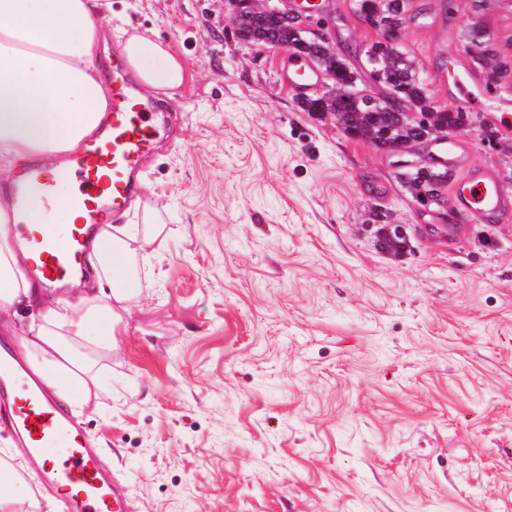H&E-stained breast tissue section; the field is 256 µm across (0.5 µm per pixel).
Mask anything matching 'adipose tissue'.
Returning a JSON list of instances; mask_svg holds the SVG:
<instances>
[{
  "instance_id": "1",
  "label": "adipose tissue",
  "mask_w": 512,
  "mask_h": 512,
  "mask_svg": "<svg viewBox=\"0 0 512 512\" xmlns=\"http://www.w3.org/2000/svg\"><path fill=\"white\" fill-rule=\"evenodd\" d=\"M109 0H0V157L24 160L75 152L107 117L109 88L98 68ZM121 55L151 90L176 89L181 64L160 43L128 37ZM17 209L0 201V313L39 305V322L21 344L37 374L60 382L73 410L95 397L93 362L77 346L111 349L122 311L139 283L124 261L127 227L106 225L87 248L95 284L77 302L39 304L13 251L9 224Z\"/></svg>"
}]
</instances>
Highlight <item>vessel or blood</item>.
Listing matches in <instances>:
<instances>
[{"instance_id": "obj_1", "label": "vessel or blood", "mask_w": 512, "mask_h": 512, "mask_svg": "<svg viewBox=\"0 0 512 512\" xmlns=\"http://www.w3.org/2000/svg\"><path fill=\"white\" fill-rule=\"evenodd\" d=\"M319 78L309 60L294 55L282 69L284 87L299 95ZM453 86L455 104L468 111L482 112L492 101L485 87L468 73H457ZM110 112L112 122L102 143L90 145L65 168L40 160L25 164L12 183L11 195L20 212H27L36 200L50 198L62 181L74 185L80 210L77 222L65 228L63 248L49 228L12 225L17 248L38 257L28 267L32 281L49 287L67 281L94 227L108 223L109 213L123 209L139 191L138 164L153 146L155 129L140 81L123 63L112 70ZM432 155L438 165L460 174L451 190L460 213L482 222L512 216V189L493 172L472 165L458 140L435 144ZM0 420L9 423L21 447L41 460L45 480L60 493L62 512H129L127 498L116 494L112 475L102 467L96 448L52 389L27 379L7 339H0Z\"/></svg>"}]
</instances>
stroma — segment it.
I'll return each instance as SVG.
<instances>
[{
    "label": "stroma",
    "mask_w": 512,
    "mask_h": 512,
    "mask_svg": "<svg viewBox=\"0 0 512 512\" xmlns=\"http://www.w3.org/2000/svg\"><path fill=\"white\" fill-rule=\"evenodd\" d=\"M446 2L413 0L400 46L448 108L463 28L512 56V0ZM322 4L337 50L376 40L353 0ZM112 24L184 70L146 97L154 148L113 218L139 227L140 293L76 418L131 512H512V217L438 235L441 210L303 112L222 0H112ZM457 138L512 175L499 112ZM376 208L407 225L401 254L366 229Z\"/></svg>",
    "instance_id": "35a3bbf8"
}]
</instances>
